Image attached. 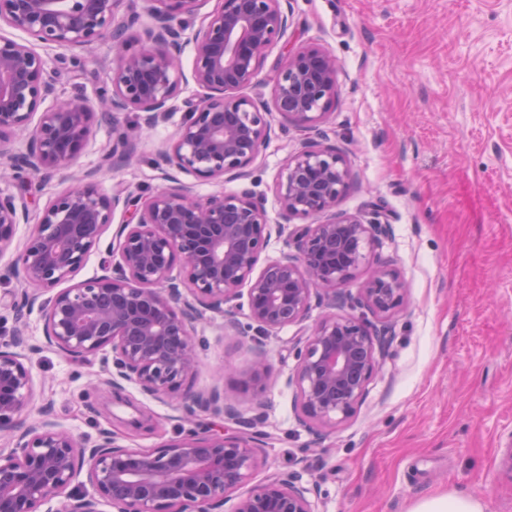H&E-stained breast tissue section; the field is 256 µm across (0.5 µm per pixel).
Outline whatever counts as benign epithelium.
Here are the masks:
<instances>
[{
  "label": "benign epithelium",
  "mask_w": 512,
  "mask_h": 512,
  "mask_svg": "<svg viewBox=\"0 0 512 512\" xmlns=\"http://www.w3.org/2000/svg\"><path fill=\"white\" fill-rule=\"evenodd\" d=\"M154 23L136 37L117 20L124 0H0V177L26 171L51 179L82 154L97 116L142 113V126L165 120L181 85L190 79L202 91L185 101L175 137L158 152L170 169L169 185L137 193H106L87 171L41 210L25 247L12 260L22 288L9 306L39 307L47 346L86 358L112 353V395L134 382L152 396L174 400L181 419L196 412L226 422L190 428L159 448H125L114 435L78 439L44 419L22 418L33 393L20 327L0 338V433L13 439L0 449V512H40L44 500L60 495L66 512H99V501L115 512H223L224 498L237 494L235 512H315L314 489L286 471L250 485L263 447L227 424L262 425L257 404L244 420L217 389L184 387L200 367L193 324L208 311L224 313V330L240 333L241 322L224 304L246 298L247 328L272 336L302 322L312 303L327 301L348 313L322 320L295 341L297 361L288 383L296 387L301 415L332 429L350 418L367 384L390 357L389 319L407 300V288L388 258L370 264L388 225L379 214L336 212L352 178L345 155L325 145L327 109L336 96V57L313 45L292 46L288 0H217L199 27L187 22L204 0H148ZM112 44V93L93 103L84 95L61 97L57 72L38 46L87 52ZM283 44L284 63L272 88V103L238 95L256 83L269 50ZM193 45L190 76L181 53ZM52 100V105L43 104ZM304 134L276 184L281 222L267 217L263 195L244 186L200 195L179 175L198 181L251 178L250 166L274 132ZM25 151L12 153L15 137ZM139 131L126 129L112 157L126 162ZM120 222H114L115 215ZM295 217L306 220L293 224ZM29 205L0 196V255L8 251ZM112 273L80 281L49 297L42 291L74 279L112 224ZM286 237L294 251L258 267L272 237ZM370 267L361 287L351 283ZM182 274L175 275V268ZM95 490L73 484L81 466Z\"/></svg>",
  "instance_id": "obj_1"
}]
</instances>
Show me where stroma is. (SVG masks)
Here are the masks:
<instances>
[{
    "mask_svg": "<svg viewBox=\"0 0 512 512\" xmlns=\"http://www.w3.org/2000/svg\"><path fill=\"white\" fill-rule=\"evenodd\" d=\"M289 9L296 43L323 47L339 66L329 142L354 182L336 209L380 210L389 233L374 253L395 260L407 304L392 318L390 358L336 428L302 424L289 382V348L329 315L323 306L262 341L225 334L223 314L206 312L194 331L201 368L187 385L223 389L246 419L263 402L270 438L253 481L288 471L315 487V512H410L451 491L481 499L484 512H512V0H290ZM40 53L57 70L61 95L110 91L109 42L79 55ZM199 94L182 84L170 117L119 167L112 144L139 115L99 121L81 168L96 170L108 192L163 186L157 152L180 125L185 100ZM301 141L293 130L272 134L251 166L271 222L280 220L276 181ZM67 185L26 173L0 180V193L25 199L35 213ZM23 322L35 347L28 421L46 415L79 437L106 430L129 448L179 438L170 399L128 382L126 402H113L110 351L67 357L45 347L38 309L24 310ZM260 346L272 375L258 392ZM142 414L154 430L131 428Z\"/></svg>",
    "mask_w": 512,
    "mask_h": 512,
    "instance_id": "obj_1",
    "label": "stroma"
}]
</instances>
